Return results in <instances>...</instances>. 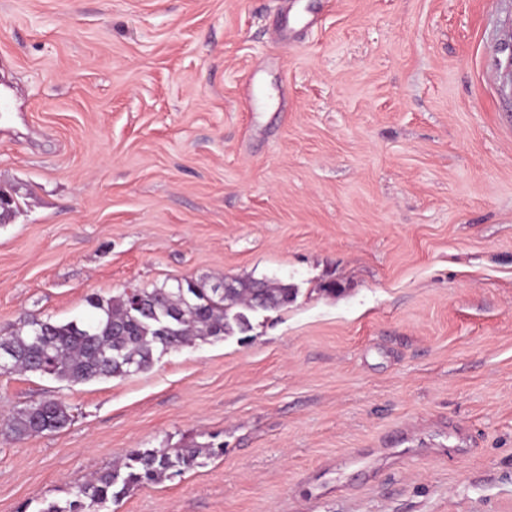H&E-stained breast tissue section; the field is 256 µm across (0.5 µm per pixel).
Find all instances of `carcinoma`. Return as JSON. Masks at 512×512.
Segmentation results:
<instances>
[{
	"label": "carcinoma",
	"instance_id": "obj_1",
	"mask_svg": "<svg viewBox=\"0 0 512 512\" xmlns=\"http://www.w3.org/2000/svg\"><path fill=\"white\" fill-rule=\"evenodd\" d=\"M295 290L277 280L226 279L223 287L178 281L173 288H136L134 294L92 296L90 319L52 322L33 318L0 336V353L10 357L2 373H38L81 384L126 377L152 367L158 349L179 350L249 326L246 312L282 310ZM73 420L71 408L47 399L14 410L6 425L17 439L56 432ZM224 454V444L207 448L134 449L126 461L74 485V499L50 503L41 512H102L107 504L146 484L184 473L201 455Z\"/></svg>",
	"mask_w": 512,
	"mask_h": 512
}]
</instances>
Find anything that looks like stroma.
<instances>
[{"label":"stroma","instance_id":"obj_1","mask_svg":"<svg viewBox=\"0 0 512 512\" xmlns=\"http://www.w3.org/2000/svg\"><path fill=\"white\" fill-rule=\"evenodd\" d=\"M0 92V334L297 292L130 376L0 375V512L214 441L107 512H512V0H0ZM73 420L71 408L63 401L47 399L14 410L6 425L16 439L44 432H56Z\"/></svg>","mask_w":512,"mask_h":512}]
</instances>
